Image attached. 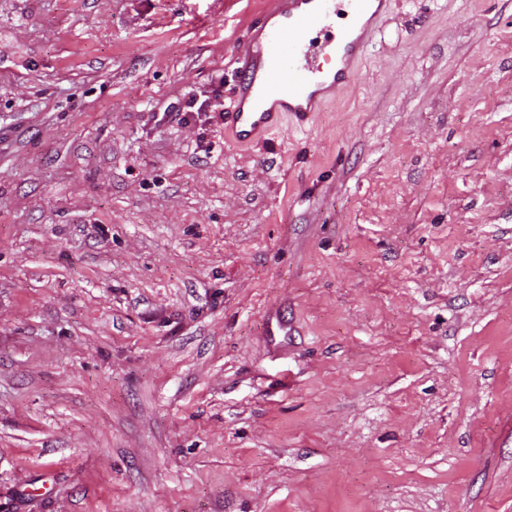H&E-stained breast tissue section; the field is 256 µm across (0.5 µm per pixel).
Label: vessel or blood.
Instances as JSON below:
<instances>
[{
	"instance_id": "1",
	"label": "vessel or blood",
	"mask_w": 512,
	"mask_h": 512,
	"mask_svg": "<svg viewBox=\"0 0 512 512\" xmlns=\"http://www.w3.org/2000/svg\"><path fill=\"white\" fill-rule=\"evenodd\" d=\"M390 0H270L235 57L224 130L253 145L286 116L307 120L353 86Z\"/></svg>"
}]
</instances>
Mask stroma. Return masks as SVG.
<instances>
[{"label": "stroma", "mask_w": 512, "mask_h": 512, "mask_svg": "<svg viewBox=\"0 0 512 512\" xmlns=\"http://www.w3.org/2000/svg\"><path fill=\"white\" fill-rule=\"evenodd\" d=\"M268 0H0V512H512V0H391L241 150ZM186 97L177 99L176 102L169 103L162 113L157 116L156 113L153 115V119L156 123H167L170 125H186L191 121H198L200 123L209 122L212 117L208 112L207 100H203L198 104V100L195 97Z\"/></svg>", "instance_id": "35a3bbf8"}]
</instances>
